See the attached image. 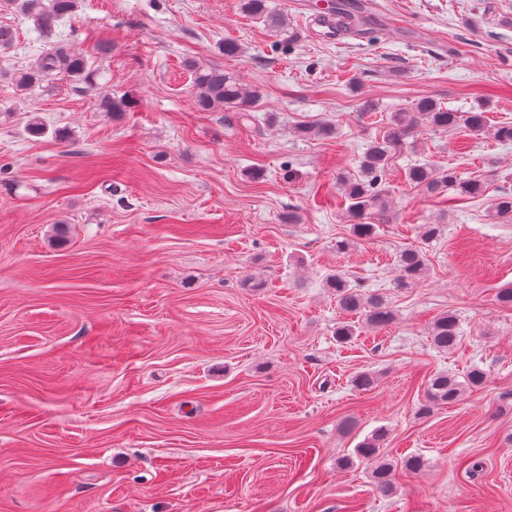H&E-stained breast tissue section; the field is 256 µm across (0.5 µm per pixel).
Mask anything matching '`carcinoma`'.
<instances>
[{"instance_id":"cac0c4a2","label":"carcinoma","mask_w":512,"mask_h":512,"mask_svg":"<svg viewBox=\"0 0 512 512\" xmlns=\"http://www.w3.org/2000/svg\"><path fill=\"white\" fill-rule=\"evenodd\" d=\"M81 0H0V11L18 12L33 18L35 29L47 36L58 24L70 18L77 11ZM365 5L339 3L334 6L336 15L343 23L356 27L362 23ZM241 10L247 15L265 18L273 29L285 26V18L269 11L267 0H241ZM55 73H64L76 81L91 83L94 73L89 59L79 53L58 47L40 55L33 63L13 73L12 85L22 93L40 86ZM193 94L197 106L203 111L225 108L243 116L250 115L258 102L256 91L243 87L230 73L220 66L193 69ZM464 124L469 132L482 135L489 132L485 112L474 110L461 119L454 112L443 109L431 98L420 100L412 109L392 115L382 135L367 148L360 164L361 177L344 180L341 186L349 201L348 212L357 220L353 224L355 236L363 238L374 231V224L367 222L373 211L383 210L381 183L393 152L415 128L427 125L448 129ZM407 182L431 193L444 187H452L459 194L475 196L481 194V183L475 180L461 181L451 171L441 173L425 166L414 165L408 169ZM397 286L403 288L422 279L426 273V258L417 248L401 250L397 257ZM328 287L336 292V299L343 311L357 316L361 324L345 323L336 331V336L346 342L362 327L380 329L395 320V312L387 300L379 293L367 292L352 286L341 275L328 279ZM430 338L440 352H448L459 341L458 318L452 312L438 315L431 324ZM486 374L480 369L470 370L463 380L455 376L437 372L426 386L425 400L419 403L417 413L429 416L435 407L453 404L468 390L481 388ZM384 433L379 431L364 439L355 448V456L366 461L370 468V479L375 488L385 494L393 490L396 472L402 470L416 474L424 467V461L417 456H408L398 463L386 458L380 448Z\"/></svg>"}]
</instances>
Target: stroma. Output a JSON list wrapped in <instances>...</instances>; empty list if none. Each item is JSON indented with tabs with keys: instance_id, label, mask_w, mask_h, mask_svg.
<instances>
[{
	"instance_id": "1",
	"label": "stroma",
	"mask_w": 512,
	"mask_h": 512,
	"mask_svg": "<svg viewBox=\"0 0 512 512\" xmlns=\"http://www.w3.org/2000/svg\"><path fill=\"white\" fill-rule=\"evenodd\" d=\"M323 2L268 0L287 32L239 0H82L47 39L0 12L17 34L0 51V512H512V219L489 206L512 196V140L415 129L375 233L336 249L339 179L393 112L431 98L512 125V0H365L371 22L337 45L306 24ZM55 46L93 58V87L57 74L18 95L11 74ZM211 65L258 90L253 121L196 106L192 69ZM319 123L333 134L297 131ZM418 163L484 192L411 187ZM407 247L428 272L399 288ZM333 272L394 322L338 342ZM448 310L460 343L441 352L428 329ZM475 366L485 386L418 416L430 375ZM380 430L390 459L427 463L388 495L353 458Z\"/></svg>"
}]
</instances>
